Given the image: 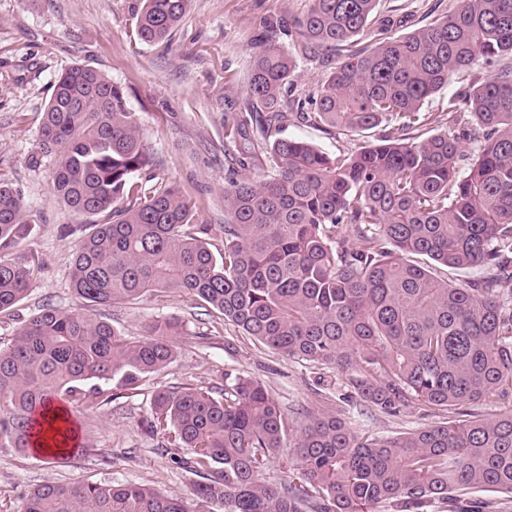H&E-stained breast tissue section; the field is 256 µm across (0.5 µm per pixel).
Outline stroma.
Segmentation results:
<instances>
[{"instance_id": "stroma-1", "label": "stroma", "mask_w": 512, "mask_h": 512, "mask_svg": "<svg viewBox=\"0 0 512 512\" xmlns=\"http://www.w3.org/2000/svg\"><path fill=\"white\" fill-rule=\"evenodd\" d=\"M138 0H0V181L18 189L35 224L6 258L35 256L41 263L28 296L14 315H0V348L41 309L80 311L84 302L70 287L83 219L59 203L51 190L53 163L39 155L41 117L57 77L83 63L124 89L152 158L150 174L182 188L196 204L197 221L211 225L207 240L221 244L224 176L236 167L248 138L225 142V125L246 117L250 59L262 35L294 51L298 68L292 95L308 97L329 75L322 53L301 51L282 20L303 14L309 0H190L170 42L140 43L135 34ZM480 63L453 77L423 109L458 108L461 96L495 73ZM283 136L312 143L323 152H351L366 145L302 120ZM104 315L128 336L174 322L180 336L165 369L148 375L138 391L117 392L94 411L75 409L80 448L60 461L0 445V512H20L25 497L49 482H135L186 497L197 475L175 464L174 449L149 428L153 393L167 386H207L224 370L260 380L279 400L288 419L306 413L348 412L355 431L394 436L438 422L434 411L412 403L391 416L350 395L335 370H317L242 336L223 316L200 308L191 295L148 292L132 303H115Z\"/></svg>"}]
</instances>
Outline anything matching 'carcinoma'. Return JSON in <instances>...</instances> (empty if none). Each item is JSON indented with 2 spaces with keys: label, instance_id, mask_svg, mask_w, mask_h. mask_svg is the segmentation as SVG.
Returning a JSON list of instances; mask_svg holds the SVG:
<instances>
[{
  "label": "carcinoma",
  "instance_id": "cac0c4a2",
  "mask_svg": "<svg viewBox=\"0 0 512 512\" xmlns=\"http://www.w3.org/2000/svg\"><path fill=\"white\" fill-rule=\"evenodd\" d=\"M189 0H142L138 40L168 39ZM379 0H309L288 23L327 51L317 95L287 97L295 55L269 42L251 59L248 122L274 173L224 178V248L194 229L177 187L134 175L151 164L123 90L75 64L56 79L39 152L54 197L92 217L74 257L75 312L48 306L0 350V440L22 453L59 441L55 404L95 409L166 368L178 325L125 336L98 313L148 290H181L244 335L293 359L333 366L350 393L395 415L416 401L446 421L392 438L355 434L334 412L288 433L279 401L229 370L212 387L160 389L152 428L199 474L189 498L138 483H48L21 512H482V488L512 495V411L466 409L512 395V0H456L402 34ZM369 44L353 49L357 37ZM502 60L464 107L434 115L426 99L458 72ZM310 111H304L305 106ZM345 135L393 134L330 156L280 132L293 111ZM437 124L442 130L423 136ZM21 195L0 183V250L31 231ZM486 269L465 284L456 272ZM35 265L0 258V313L27 297ZM293 441L296 480L265 479Z\"/></svg>",
  "mask_w": 512,
  "mask_h": 512
}]
</instances>
